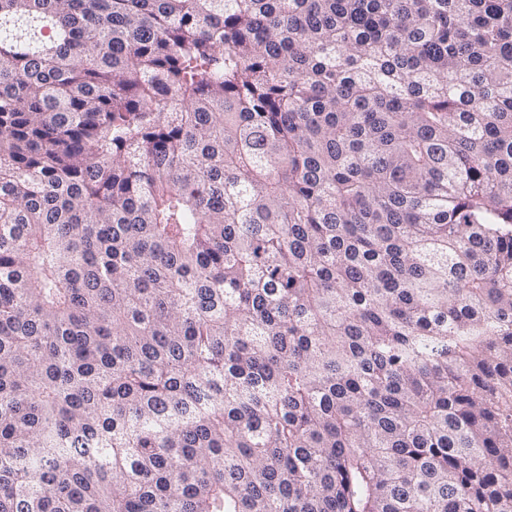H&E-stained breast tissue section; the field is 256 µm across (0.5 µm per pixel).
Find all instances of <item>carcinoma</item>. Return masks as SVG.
Returning <instances> with one entry per match:
<instances>
[{
  "mask_svg": "<svg viewBox=\"0 0 512 512\" xmlns=\"http://www.w3.org/2000/svg\"><path fill=\"white\" fill-rule=\"evenodd\" d=\"M0 512H512V0H0Z\"/></svg>",
  "mask_w": 512,
  "mask_h": 512,
  "instance_id": "carcinoma-1",
  "label": "carcinoma"
}]
</instances>
